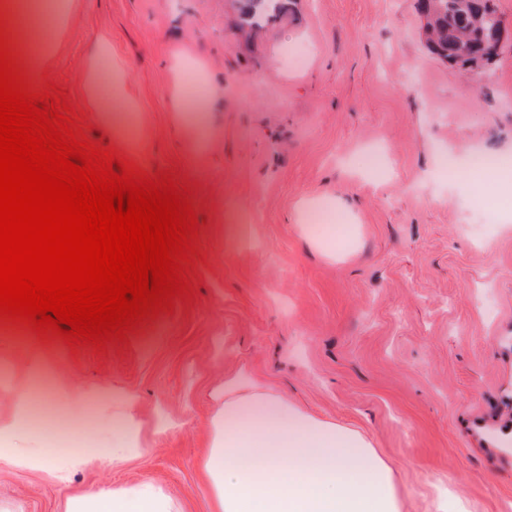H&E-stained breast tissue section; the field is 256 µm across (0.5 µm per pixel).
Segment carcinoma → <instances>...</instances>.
<instances>
[{
  "instance_id": "1",
  "label": "carcinoma",
  "mask_w": 512,
  "mask_h": 512,
  "mask_svg": "<svg viewBox=\"0 0 512 512\" xmlns=\"http://www.w3.org/2000/svg\"><path fill=\"white\" fill-rule=\"evenodd\" d=\"M416 10L426 19L424 34L429 52L439 59L466 68L458 57L472 48V71L491 65L498 56L501 19L495 0H415ZM248 22L259 27L282 11L284 0H248Z\"/></svg>"
}]
</instances>
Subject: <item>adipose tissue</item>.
<instances>
[{"label": "adipose tissue", "instance_id": "adipose-tissue-1", "mask_svg": "<svg viewBox=\"0 0 512 512\" xmlns=\"http://www.w3.org/2000/svg\"><path fill=\"white\" fill-rule=\"evenodd\" d=\"M56 48L51 37L13 49L33 92H43L46 61ZM111 55V42L96 37L80 75L93 120L105 124L112 121L113 99L122 95L121 88L100 79L99 63ZM0 367V477L31 470L65 487L80 471L121 466L146 452L136 394L117 382L85 384L69 376L60 353L36 333H29L19 358L11 338L0 336ZM35 381L50 383L52 399L72 415L98 403L97 451L63 459L44 451L55 422L46 420L37 433L31 429ZM213 399L208 452L200 464L208 512H400L391 468L358 431L320 418L247 371L225 379ZM64 512L178 510L160 487L140 481L70 496Z\"/></svg>", "mask_w": 512, "mask_h": 512}]
</instances>
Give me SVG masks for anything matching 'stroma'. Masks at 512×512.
<instances>
[{
  "instance_id": "stroma-1",
  "label": "stroma",
  "mask_w": 512,
  "mask_h": 512,
  "mask_svg": "<svg viewBox=\"0 0 512 512\" xmlns=\"http://www.w3.org/2000/svg\"><path fill=\"white\" fill-rule=\"evenodd\" d=\"M414 3L291 0L254 30L245 0H70L48 80L97 146L177 172L202 222L192 299L120 346L52 341L71 376L119 381L147 427L172 424L74 489L147 480L206 512L212 392L243 367L366 435L401 512H512V190L497 223H472L452 168L477 153L512 161V0H496L500 48L478 73L428 54ZM99 34L139 107L121 133L82 101ZM287 44L306 52L302 68L284 61ZM180 55L204 61L203 85L175 74ZM213 88L220 112L201 146L175 102ZM305 199L340 208V241L302 232ZM65 495L32 471L0 480L17 512H61Z\"/></svg>"
}]
</instances>
